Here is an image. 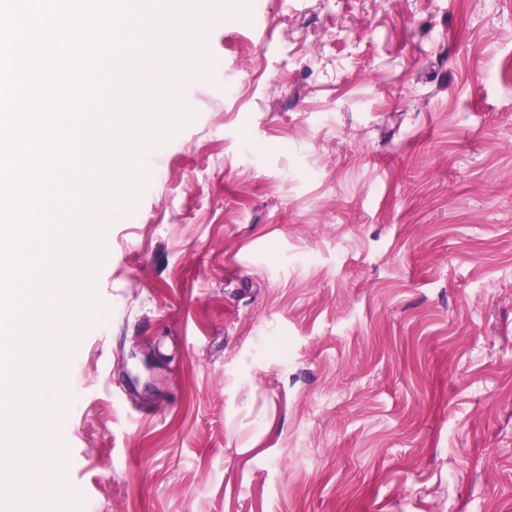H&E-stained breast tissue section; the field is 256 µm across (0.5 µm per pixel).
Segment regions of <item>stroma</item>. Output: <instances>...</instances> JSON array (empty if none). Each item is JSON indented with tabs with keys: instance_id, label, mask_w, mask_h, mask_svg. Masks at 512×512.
<instances>
[{
	"instance_id": "35a3bbf8",
	"label": "stroma",
	"mask_w": 512,
	"mask_h": 512,
	"mask_svg": "<svg viewBox=\"0 0 512 512\" xmlns=\"http://www.w3.org/2000/svg\"><path fill=\"white\" fill-rule=\"evenodd\" d=\"M208 47L110 213L83 512H512V0H252Z\"/></svg>"
}]
</instances>
